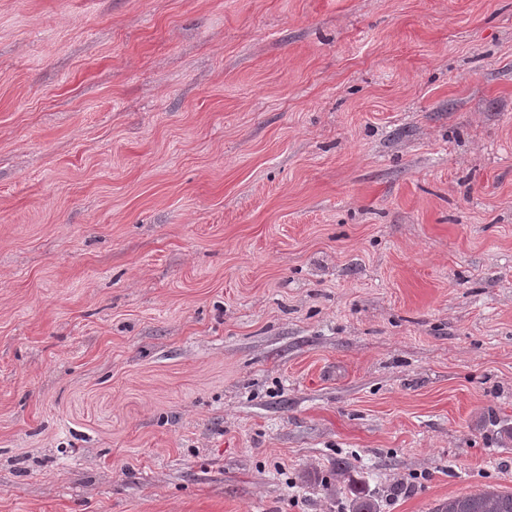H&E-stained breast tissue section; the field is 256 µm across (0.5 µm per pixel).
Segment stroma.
I'll return each instance as SVG.
<instances>
[{
    "instance_id": "stroma-1",
    "label": "stroma",
    "mask_w": 512,
    "mask_h": 512,
    "mask_svg": "<svg viewBox=\"0 0 512 512\" xmlns=\"http://www.w3.org/2000/svg\"><path fill=\"white\" fill-rule=\"evenodd\" d=\"M512 492V0H0V512Z\"/></svg>"
}]
</instances>
